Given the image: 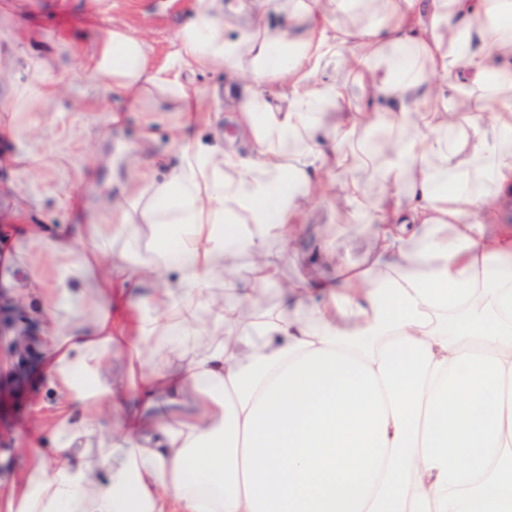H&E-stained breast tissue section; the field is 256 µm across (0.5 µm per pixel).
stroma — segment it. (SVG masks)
Segmentation results:
<instances>
[{"label":"stroma","instance_id":"1","mask_svg":"<svg viewBox=\"0 0 512 512\" xmlns=\"http://www.w3.org/2000/svg\"><path fill=\"white\" fill-rule=\"evenodd\" d=\"M23 15L0 17V451L8 464L0 475L25 467L30 449L50 451L47 431L27 432V423L55 411L59 397L42 374L43 316L56 304L53 292L70 257L57 254L60 227L77 224L84 238L111 236L93 276L83 278L80 306L92 326L102 305L101 277L111 263L154 267L149 234L132 239L113 232L122 218L121 189L162 179L183 145L217 144L247 154V138L236 121L237 103L227 93L232 76L223 66L184 72L182 81L199 95L194 112L179 111L159 96L114 90L81 71V49L102 40L111 27L127 26L162 64L178 31L193 17L198 0H25ZM43 31L26 55L15 52L26 34ZM49 59L50 72L39 63ZM50 75L56 91L31 101L28 111L12 109L16 88L38 85ZM294 240L269 246L281 283L328 276L320 257L330 244L344 261L367 259V230L341 223L319 204L301 217Z\"/></svg>","mask_w":512,"mask_h":512}]
</instances>
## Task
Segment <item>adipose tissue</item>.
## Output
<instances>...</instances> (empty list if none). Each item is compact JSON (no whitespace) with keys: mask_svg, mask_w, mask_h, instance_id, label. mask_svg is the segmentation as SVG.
<instances>
[{"mask_svg":"<svg viewBox=\"0 0 512 512\" xmlns=\"http://www.w3.org/2000/svg\"><path fill=\"white\" fill-rule=\"evenodd\" d=\"M251 9L249 27L228 29L217 0H199L159 67L120 26L83 55L90 79L180 102L194 96L184 70L248 74L231 91L249 155L187 145L162 180L124 190L140 222L119 231L163 228L154 249L174 275L130 324L128 286L153 270L115 266L99 285L106 316L48 330L57 447L30 452L0 512H512V0ZM353 79L364 111L323 131ZM478 96L498 101L491 122L463 120ZM367 166L384 187L374 200L356 175ZM302 197L366 228L370 258L326 252L334 277L261 306L278 281L267 245L297 236ZM202 315L220 337L191 356ZM153 347L168 348L164 366L145 359ZM122 348L137 362L125 386L102 377ZM103 404L109 430L86 415Z\"/></svg>","mask_w":512,"mask_h":512,"instance_id":"ef3b65f1","label":"adipose tissue"}]
</instances>
